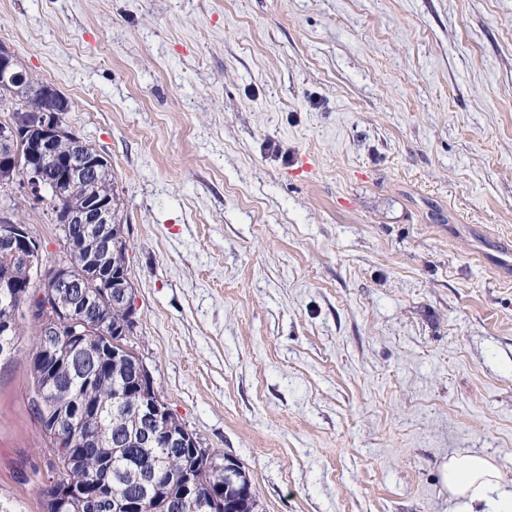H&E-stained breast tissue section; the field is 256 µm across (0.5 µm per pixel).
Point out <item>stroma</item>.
<instances>
[{
  "label": "stroma",
  "mask_w": 512,
  "mask_h": 512,
  "mask_svg": "<svg viewBox=\"0 0 512 512\" xmlns=\"http://www.w3.org/2000/svg\"><path fill=\"white\" fill-rule=\"evenodd\" d=\"M0 43L110 162L130 344L259 512H450L464 453L512 487V280L477 252L512 250V0H0ZM21 326L0 502L42 512Z\"/></svg>",
  "instance_id": "stroma-1"
}]
</instances>
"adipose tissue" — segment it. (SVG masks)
<instances>
[{
  "instance_id": "obj_1",
  "label": "adipose tissue",
  "mask_w": 512,
  "mask_h": 512,
  "mask_svg": "<svg viewBox=\"0 0 512 512\" xmlns=\"http://www.w3.org/2000/svg\"><path fill=\"white\" fill-rule=\"evenodd\" d=\"M443 479L466 512H512V491L502 488L499 472L486 458L454 456L443 467Z\"/></svg>"
}]
</instances>
